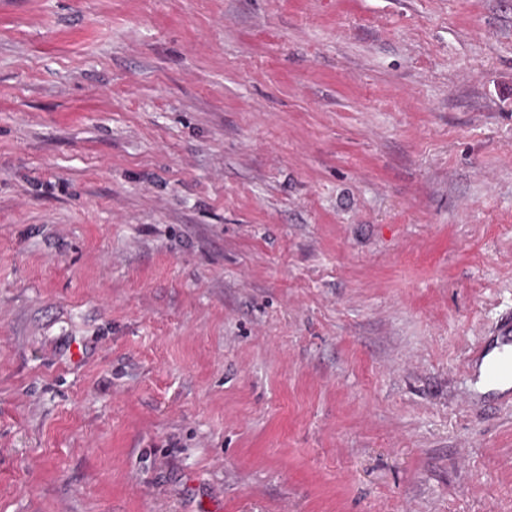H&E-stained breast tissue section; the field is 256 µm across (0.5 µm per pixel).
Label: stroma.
<instances>
[{
	"instance_id": "35a3bbf8",
	"label": "stroma",
	"mask_w": 512,
	"mask_h": 512,
	"mask_svg": "<svg viewBox=\"0 0 512 512\" xmlns=\"http://www.w3.org/2000/svg\"><path fill=\"white\" fill-rule=\"evenodd\" d=\"M512 0H0V512H512Z\"/></svg>"
}]
</instances>
